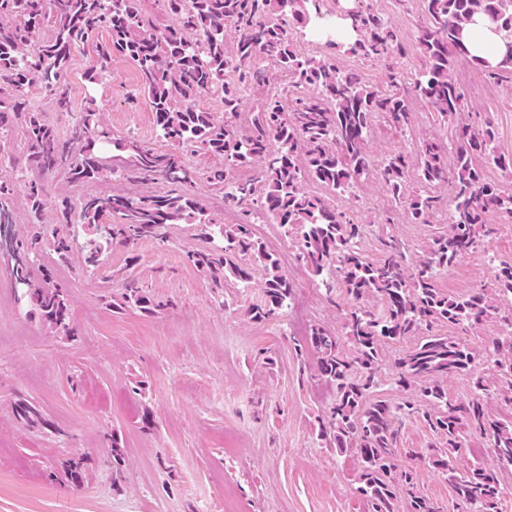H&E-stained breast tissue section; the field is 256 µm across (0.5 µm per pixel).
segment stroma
I'll use <instances>...</instances> for the list:
<instances>
[{
    "instance_id": "1",
    "label": "stroma",
    "mask_w": 512,
    "mask_h": 512,
    "mask_svg": "<svg viewBox=\"0 0 512 512\" xmlns=\"http://www.w3.org/2000/svg\"><path fill=\"white\" fill-rule=\"evenodd\" d=\"M394 27L401 55L393 59L405 84L423 69L418 29L427 16L420 0H372ZM96 62L93 44L73 51L63 87L72 114L55 111L52 95L32 89L29 103L60 138H68L72 115L95 99L101 125L112 139L102 159L115 166L118 143L158 151L171 145L161 135L137 66L113 56L101 82L88 74ZM454 72L476 84H492L490 97L466 94L460 120L488 121L498 152L512 156V80L489 81L463 59ZM450 126L427 103L411 104V133L375 130L370 171L355 194L339 205L364 226L359 242L377 257L387 236L401 240L409 260L428 249L432 225L410 224L380 182L386 154L412 150L419 139L448 140ZM196 173L195 194L207 218L223 223L217 205L222 189L205 172L216 160L183 153ZM9 176L16 228L31 231L26 198L38 182L49 203L60 194H103L118 189V174L71 185L67 170L39 175L28 161L22 128L0 136V175ZM498 234L461 257L437 277L451 297L493 288L499 261H512V218L493 216ZM256 235L276 254L294 294L277 317L254 321L248 307L264 299L262 280L251 287H213L186 258L202 246L223 247L222 237L202 242L195 223L167 227L166 241L147 237L133 248L107 250L101 265L86 271L80 254L56 266L69 299L75 338L52 331L34 313L25 289L11 285V263L0 257V512H358L350 463L317 434V420L332 399L318 377L311 352H297L314 325L339 331L342 314L300 257L298 237L276 224ZM162 307L112 308L128 283ZM33 404L42 421L18 415ZM123 450L113 459L112 444ZM80 464L71 478L69 461ZM415 469L423 492L443 512H461L452 487L425 460L400 458Z\"/></svg>"
}]
</instances>
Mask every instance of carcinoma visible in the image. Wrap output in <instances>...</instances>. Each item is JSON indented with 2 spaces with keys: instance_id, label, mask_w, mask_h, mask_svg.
<instances>
[{
  "instance_id": "obj_1",
  "label": "carcinoma",
  "mask_w": 512,
  "mask_h": 512,
  "mask_svg": "<svg viewBox=\"0 0 512 512\" xmlns=\"http://www.w3.org/2000/svg\"><path fill=\"white\" fill-rule=\"evenodd\" d=\"M173 23L157 32L142 14L140 0H0V131L12 120L24 127L30 161L45 174L73 161L72 182L98 178L108 169L97 155L93 132L100 113L89 99L75 115L71 138L61 140L39 112L28 110V94L40 86L55 95L60 112L71 111L61 90L63 67L71 52L104 27L110 39L95 45L97 71H106L112 55L133 61L164 139L181 149L221 157L224 164L207 172L210 183L224 189V203L250 204L256 219L296 231L302 258L327 295L344 290L350 306L341 333L315 327L310 347L321 380L334 399L319 419V433L352 458L356 493L365 512H440L420 489L416 472L397 464V454L415 457L413 448H398L402 419L421 416L436 436L428 456L451 485L464 512H501L505 494L499 470L479 461L464 472L454 459L463 450L486 448L497 464L512 466V264L502 262L495 288L450 297L437 287L438 274L476 249L493 234L490 217H512V188L489 182L484 167H512V158L495 151L490 122L452 127L443 144L422 138L414 155L388 154L381 164L384 190L399 204L410 224H438L426 257L414 267L390 241L380 258L359 247L363 225L330 200L306 189L313 182L342 197L353 192L368 171L367 143L375 121L403 132L409 125L410 101L401 92L403 78L389 65L399 48L390 21L369 0H354L345 18L358 34L348 44L331 39L325 45L369 60L387 63L384 88L365 84L352 71L340 69L325 55L305 54L294 47L290 22L307 24L322 17L323 0H163ZM428 22L419 30L417 47L424 68L414 83L416 96L444 122L461 112L464 93L453 72L452 54L466 55L465 27L484 16L503 38L512 40V0H423ZM233 41L226 42V31ZM269 62L285 78L280 92L265 93L242 127L237 117L244 97L260 83L256 63ZM472 64L492 79L512 78V56L494 67ZM216 95L224 102V121L202 109L199 100ZM292 99L285 106V99ZM132 163L121 167L129 187L112 194L61 196L56 224L45 235L10 234L0 238V251L12 261V276L28 288L36 313L50 327L69 331L68 298L52 281L51 270L35 258L52 255L66 262L74 248L86 270L102 262L114 245L132 247L139 240L166 238L165 225L199 219V236L217 232L224 248L186 252L187 260L215 285L234 280L249 287L253 271L263 272L265 301L248 309L251 319H270L288 307L293 285L279 258L266 250L249 224H209L188 185L189 171L174 152H158L131 144ZM248 168L239 178L232 168ZM161 180L183 189L138 194L132 187ZM454 188V208L445 221L441 190ZM11 181L0 178V229L15 223L9 205ZM46 206L38 186L30 188L28 210L39 218ZM118 214L122 222L106 224ZM88 231L75 244L74 224ZM381 304L375 310L371 303ZM147 309L151 300L130 288L118 308ZM501 322L502 336L479 349L450 328L475 330ZM411 341L395 360L394 383L414 390L418 400L393 403L374 395L381 382L382 352L390 343ZM481 361L497 383L491 390L484 376L472 377L473 396L465 402L448 398V378L467 373Z\"/></svg>"
}]
</instances>
